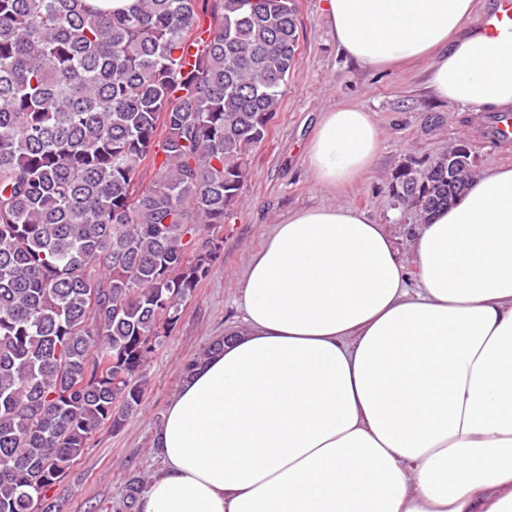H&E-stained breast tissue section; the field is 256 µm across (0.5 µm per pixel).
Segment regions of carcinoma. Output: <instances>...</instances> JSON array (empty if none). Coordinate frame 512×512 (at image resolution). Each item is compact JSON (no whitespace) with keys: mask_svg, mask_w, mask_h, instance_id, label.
Returning <instances> with one entry per match:
<instances>
[{"mask_svg":"<svg viewBox=\"0 0 512 512\" xmlns=\"http://www.w3.org/2000/svg\"><path fill=\"white\" fill-rule=\"evenodd\" d=\"M298 40L294 0H0V512H57L48 492L92 437L141 408L147 363L221 261ZM469 159L404 168L396 197L450 205Z\"/></svg>","mask_w":512,"mask_h":512,"instance_id":"carcinoma-1","label":"carcinoma"}]
</instances>
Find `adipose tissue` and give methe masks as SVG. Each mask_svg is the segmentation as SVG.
<instances>
[{"mask_svg": "<svg viewBox=\"0 0 512 512\" xmlns=\"http://www.w3.org/2000/svg\"><path fill=\"white\" fill-rule=\"evenodd\" d=\"M477 0H325L340 50L374 69L432 58L444 101L512 109V35ZM380 146L356 106L322 114L306 161L335 188ZM345 204L275 225L240 316L155 433L138 512H512V168L474 176L411 231Z\"/></svg>", "mask_w": 512, "mask_h": 512, "instance_id": "obj_1", "label": "adipose tissue"}]
</instances>
